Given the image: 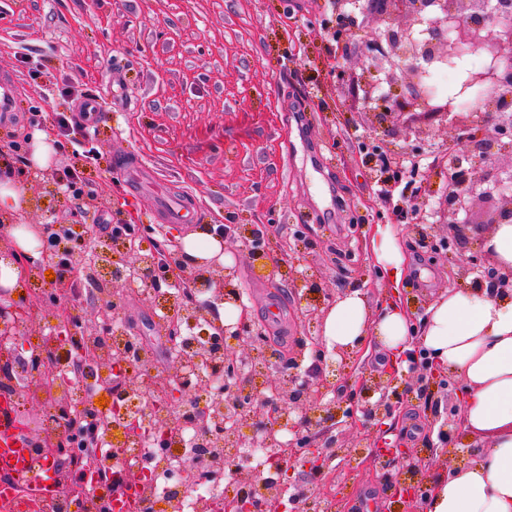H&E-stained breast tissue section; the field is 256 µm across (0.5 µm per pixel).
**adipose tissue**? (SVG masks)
Returning <instances> with one entry per match:
<instances>
[{
	"instance_id": "ef3b65f1",
	"label": "adipose tissue",
	"mask_w": 512,
	"mask_h": 512,
	"mask_svg": "<svg viewBox=\"0 0 512 512\" xmlns=\"http://www.w3.org/2000/svg\"><path fill=\"white\" fill-rule=\"evenodd\" d=\"M13 235L22 259L0 262L4 288L17 287L25 267L42 262L31 233L18 226ZM366 250L387 273L390 298L375 312L360 289L339 295L323 318V345L355 354L374 348L401 363L419 347L432 364L457 373L463 382L462 428L478 449L437 481L425 512H512V298L451 288L416 322L400 297L409 259L399 228L375 225Z\"/></svg>"
}]
</instances>
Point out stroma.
Wrapping results in <instances>:
<instances>
[{"mask_svg": "<svg viewBox=\"0 0 512 512\" xmlns=\"http://www.w3.org/2000/svg\"><path fill=\"white\" fill-rule=\"evenodd\" d=\"M334 0H0V77L13 82L14 116L0 123V175L27 187L25 224H86L93 237L112 224L139 225L144 250L166 245L196 224L165 223L154 196L130 191L116 173L121 157L143 161L167 190L192 193L204 224H238L263 233L259 248L227 240L236 257L232 280L251 310L258 335L279 337L285 348L316 336L325 310L348 288L378 300L384 279L368 259L372 225L402 230L412 273L404 294L415 317L451 287L477 290L468 270L490 232L484 206L455 242L445 224L413 227L414 188L442 194L440 169L455 131L441 122H400L393 132L374 126L361 80L369 76L360 40L375 18L357 16L346 43L334 35ZM121 66L133 103L112 99L107 71ZM69 94H62V87ZM97 98L100 115L84 149L57 151L49 169L34 171L15 159L28 132L53 128L55 113L72 96ZM384 153L377 156L373 145ZM85 169L81 191L55 189L68 167ZM389 173L393 191L378 195ZM317 283L299 287L301 273ZM157 295L126 294L121 310L132 334L151 350V370L127 375L138 389L145 374L171 369L168 341L156 314ZM325 375L343 408H360L354 379L377 381V360L326 354ZM461 381L428 378L423 391L394 401L389 417L357 433L333 430L334 445L368 449L377 438L410 449L395 456L336 458L328 479L302 512H414L394 490L422 470L428 481L446 476L470 457L468 443L443 425L460 407Z\"/></svg>", "mask_w": 512, "mask_h": 512, "instance_id": "stroma-1", "label": "stroma"}]
</instances>
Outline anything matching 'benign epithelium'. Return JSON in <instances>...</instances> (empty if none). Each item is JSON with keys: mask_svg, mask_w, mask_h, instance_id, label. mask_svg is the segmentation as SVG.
Masks as SVG:
<instances>
[{"mask_svg": "<svg viewBox=\"0 0 512 512\" xmlns=\"http://www.w3.org/2000/svg\"><path fill=\"white\" fill-rule=\"evenodd\" d=\"M336 39L347 37L348 25L354 22L355 13H368L382 23L364 41L365 62L370 65L364 98L370 104L375 122L383 125L393 122L404 114L419 112L429 119L444 118L454 124L455 138L448 141V154L452 162L448 167V185L442 203L428 212L415 207L417 223L426 224L428 219L445 218L456 231L457 237L465 235L472 224L471 200L486 204L487 224L512 223V168L492 170L489 165L503 152L512 154V0H335ZM472 50L480 51L486 64L469 68L462 77L457 94L479 92L472 107L459 110L455 96H439L428 85L430 71L437 67L455 65L462 56ZM31 229L41 240L44 263L65 271L53 292V300L70 298L86 254L64 246L52 245L54 226L33 225ZM215 237L241 239L244 245H256L260 237L248 235L236 224H220L209 229ZM171 247L154 249L150 254L141 253L138 236L129 232L124 224H112L109 234L100 245L91 250L94 257L102 258L112 282L126 288L138 280L142 286L155 290L171 285L179 279L190 277L192 287L209 292L220 302H231L241 309L239 321L222 325L210 318V307L188 309V318L206 321L213 328V335L229 340L222 347L200 346L189 357L174 355L175 371L165 378L148 376L143 384L147 399L142 424L132 423L129 429L144 433L158 442L165 440L170 429L182 424L180 413L189 405L192 386L183 374L187 366L221 365L233 369L232 383L216 392L209 406L199 409L192 420L202 430L222 420L226 428L212 431L209 439L218 448L224 442L223 432L227 425L240 428L256 427L266 433L265 462L277 474V492L272 502L259 505L246 492L224 498V512H288L295 506L296 498L288 491L299 486L300 478L288 470L287 461L301 454L304 458L305 476L320 485L329 472L330 461L339 456L325 436L339 423L350 429L364 428L351 410H340L336 400L325 401L331 388L323 375L325 351L319 339L306 336L298 340L302 348L313 351L314 363L307 368V379L296 385L292 377L282 376L265 383L268 396L257 402L262 417L232 413L239 407L242 390L250 387L251 376L243 372V366L258 357L254 343H244L253 338L249 307L242 295L232 285V268L212 260L206 271L191 267L192 258L183 251L182 243L172 239ZM471 271L480 274L490 290L497 294H512V274H501L493 263L472 264ZM40 320V311L34 307L24 313V302L15 300L7 293L0 294V337L8 339L19 335L24 323ZM78 320L68 310L56 311L51 333L54 347L62 343L74 344L79 335ZM124 353L110 352L108 348L81 349L76 352L73 366L79 371L92 370L100 385L98 395L105 396L109 405L100 408L92 404L94 413L79 416L71 412V406L58 399L60 374H43L42 387L38 390L45 403L55 410L56 424L48 430L41 424L35 428L33 443L46 449V455L57 473L68 471L72 481L68 494L81 500L86 493L84 472L72 465V447L75 440L88 442L98 438L104 428L112 426V411L120 407V399L128 392L125 382ZM386 380L378 383L381 396L375 406L367 409L372 419L384 417L390 412L391 401L402 394L401 378L396 369L385 371ZM316 388L313 400L320 411L319 425L322 432L315 436L308 430L309 416L299 407L301 393ZM288 429L292 439L282 443L277 434ZM100 482L111 487L110 495L126 492L136 485L142 493L151 489L145 473L133 469L123 479L112 483V478L102 476ZM399 495L415 501L427 497L428 483L418 478L398 485Z\"/></svg>", "mask_w": 512, "mask_h": 512, "instance_id": "obj_1", "label": "benign epithelium"}]
</instances>
